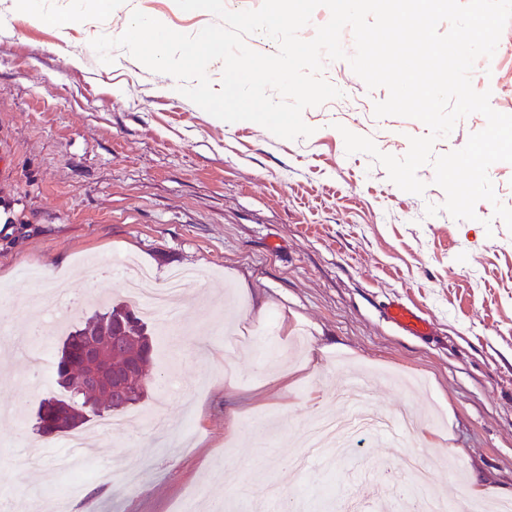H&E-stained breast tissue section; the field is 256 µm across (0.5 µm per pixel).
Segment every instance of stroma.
Masks as SVG:
<instances>
[{"instance_id":"stroma-1","label":"stroma","mask_w":512,"mask_h":512,"mask_svg":"<svg viewBox=\"0 0 512 512\" xmlns=\"http://www.w3.org/2000/svg\"><path fill=\"white\" fill-rule=\"evenodd\" d=\"M64 12L67 29L34 24L0 0V307L15 318L0 334V404L35 408L56 392L54 369L27 376L23 340L44 306H25L24 290L50 285L80 297L89 316L100 294L126 300L119 277L103 276L134 257L157 282L197 268L185 288L179 324L192 346L179 351L154 329L151 377L173 371L127 410L128 427L90 435L77 474L54 473L66 440L35 438L23 417L0 416V512L30 497L64 512H254L263 487L282 488L300 512H345L353 493L361 512H406L392 483L411 484L409 455L427 466L434 492L464 504L512 500V231L479 201L472 220L442 204L433 165L422 166L423 195L400 190L364 153L347 154L342 129L403 156L419 120L376 117L385 88L368 89L344 60L322 76L348 105L328 100L304 110L311 136L287 140L263 126L224 122L116 49L101 62L90 42L120 36L141 11L188 35L216 23L175 0H125L100 12L91 0H40ZM484 89L492 108L512 114V23ZM439 211L430 216L427 205ZM393 300L419 307L433 336H404L385 320ZM368 383L366 406L410 408L435 430L391 444L361 439L335 453L334 472L311 460L294 465L300 431L318 416L347 426L339 393L348 374ZM252 467L224 476L239 454ZM135 460L102 483L99 464Z\"/></svg>"}]
</instances>
